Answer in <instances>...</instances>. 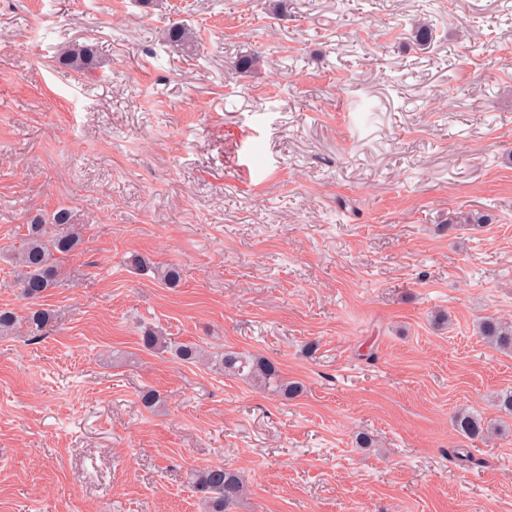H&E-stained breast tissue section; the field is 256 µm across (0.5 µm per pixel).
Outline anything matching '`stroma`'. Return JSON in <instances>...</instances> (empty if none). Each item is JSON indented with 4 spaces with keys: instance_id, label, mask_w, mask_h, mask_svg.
I'll return each instance as SVG.
<instances>
[{
    "instance_id": "35a3bbf8",
    "label": "stroma",
    "mask_w": 512,
    "mask_h": 512,
    "mask_svg": "<svg viewBox=\"0 0 512 512\" xmlns=\"http://www.w3.org/2000/svg\"><path fill=\"white\" fill-rule=\"evenodd\" d=\"M63 208L55 319L0 338V512H199L221 463L236 512H512V353L477 328L512 320V0H0V246ZM145 324L303 391L144 351ZM163 42L182 50L194 46V33L184 24H175L163 31ZM58 60L80 74L90 73L97 65L96 48L93 44H74L62 49ZM128 263L135 269H147L148 267L153 270L157 280L169 288H175L180 284L181 275L178 267L172 264L161 266H149V262L139 254L133 253L128 258ZM455 430L470 439L484 437L489 432L481 417L473 413H461L455 417ZM192 485L204 512H231L245 495L243 476L224 464L208 465L192 475Z\"/></svg>"
}]
</instances>
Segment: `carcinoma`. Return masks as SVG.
<instances>
[{"instance_id":"1","label":"carcinoma","mask_w":512,"mask_h":512,"mask_svg":"<svg viewBox=\"0 0 512 512\" xmlns=\"http://www.w3.org/2000/svg\"><path fill=\"white\" fill-rule=\"evenodd\" d=\"M163 42L182 50L190 49L194 46V33L184 24H175L163 31ZM58 60L76 72L86 74L96 68V48L87 43L74 44L62 49ZM81 243L80 228L70 222L67 211L60 210L48 221L36 220L27 225V233L21 235L18 243L0 248V261L10 265L20 294L32 303L23 315L11 309H0L1 338L29 336L37 340L45 335L51 313L37 307V302L48 291L61 285L65 278L64 261L78 251ZM128 263L135 269L153 270L157 280L168 288L180 284V271L172 264L150 268L146 259L135 253L128 258ZM481 333L496 347L512 350L511 323L488 317L481 323ZM140 346L149 352L167 351L184 363L195 364L206 359L221 374L244 380L285 399H293L302 392L298 383L283 377L276 362L253 354L224 351L209 357L199 345L172 342L148 326L141 329ZM454 427L459 434L470 439L489 432L482 418L473 413L456 416ZM192 485L200 494L203 512H231L246 493L243 476L222 464L208 465L195 471Z\"/></svg>"}]
</instances>
